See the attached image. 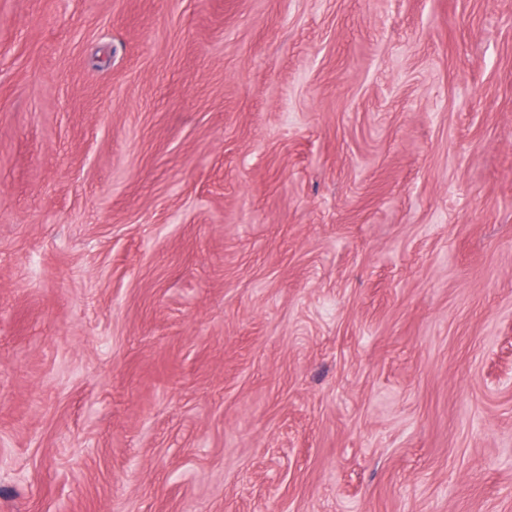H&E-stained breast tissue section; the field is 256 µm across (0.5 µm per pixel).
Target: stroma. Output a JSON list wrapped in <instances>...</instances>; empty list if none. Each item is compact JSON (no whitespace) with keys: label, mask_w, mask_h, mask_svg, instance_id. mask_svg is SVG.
I'll list each match as a JSON object with an SVG mask.
<instances>
[{"label":"stroma","mask_w":512,"mask_h":512,"mask_svg":"<svg viewBox=\"0 0 512 512\" xmlns=\"http://www.w3.org/2000/svg\"><path fill=\"white\" fill-rule=\"evenodd\" d=\"M512 0H0V512H512Z\"/></svg>","instance_id":"obj_1"}]
</instances>
